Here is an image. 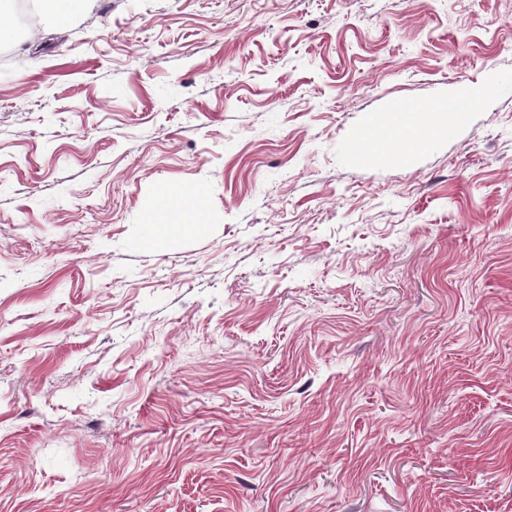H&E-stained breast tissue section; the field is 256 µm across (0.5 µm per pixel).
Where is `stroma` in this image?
I'll use <instances>...</instances> for the list:
<instances>
[{"instance_id": "35a3bbf8", "label": "stroma", "mask_w": 512, "mask_h": 512, "mask_svg": "<svg viewBox=\"0 0 512 512\" xmlns=\"http://www.w3.org/2000/svg\"><path fill=\"white\" fill-rule=\"evenodd\" d=\"M13 2L0 512H512V0ZM43 15L48 18L54 25H65L73 9L77 6H85L91 0H39ZM400 110L404 112H396L390 122L367 131L370 143L382 155H397L398 151L391 149L397 141L405 142L407 148L420 149L424 146L426 137L440 135L445 130V126L439 123L426 127L415 125L410 120L408 108L403 107Z\"/></svg>"}]
</instances>
